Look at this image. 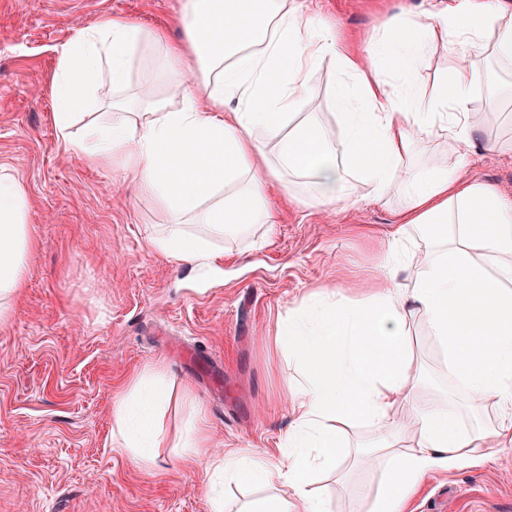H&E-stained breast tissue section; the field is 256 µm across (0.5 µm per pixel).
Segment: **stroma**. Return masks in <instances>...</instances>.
Returning <instances> with one entry per match:
<instances>
[{
	"label": "stroma",
	"instance_id": "1",
	"mask_svg": "<svg viewBox=\"0 0 512 512\" xmlns=\"http://www.w3.org/2000/svg\"><path fill=\"white\" fill-rule=\"evenodd\" d=\"M337 32L377 33L395 6L423 0H307ZM180 0H0V165L30 196L38 246L26 286L0 324V512H210L202 469H183L175 447L201 419L212 453H277L288 427L296 364L273 342L289 304L314 286L349 288L384 259L395 208L370 199L324 208L284 202L239 238L219 241L215 270L152 252L150 234L171 222L167 204L119 168L67 154L54 124L52 79L77 30L118 15L170 40ZM468 177L512 202V99L503 98ZM422 397L453 407L463 391L443 356L413 322ZM164 364L175 396L162 426L166 445L139 469L112 442L114 394ZM381 469L347 461L322 476L334 512H368ZM414 512H512V463L464 464L430 475Z\"/></svg>",
	"mask_w": 512,
	"mask_h": 512
}]
</instances>
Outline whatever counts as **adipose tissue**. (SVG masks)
Masks as SVG:
<instances>
[{
    "mask_svg": "<svg viewBox=\"0 0 512 512\" xmlns=\"http://www.w3.org/2000/svg\"><path fill=\"white\" fill-rule=\"evenodd\" d=\"M178 22L179 42L117 17L79 30L60 52L52 86L64 150L120 167L168 203L174 226L149 237L154 253L217 267L215 237L274 223L265 193L284 170L322 206L353 199L360 185L386 204L402 198L388 254L359 296L310 289L277 325V346L302 373L290 384L291 422L278 454L212 455L199 429L184 442L185 465L258 489L232 505L208 490L211 512H330L315 481L350 455L365 468L385 466L369 512H408L429 475L512 449V266L487 265L512 255V205L465 176V155L443 166L414 162L428 139L473 145L479 65L490 57L512 64V13L484 0L403 9L360 47L302 0H182ZM438 46L448 65L425 93L419 71ZM147 52L166 79L165 97L126 93L134 61ZM326 60L342 78L328 99L336 132L319 113L300 110ZM101 80L112 86V103L93 145L70 127ZM172 98L180 107H169ZM28 208L22 179L0 165V322L37 244ZM408 267L409 282H399ZM415 318L443 351L449 379L465 389L474 421L447 401L419 400ZM171 395L158 366L115 397L116 449L143 469L154 465L163 437L157 412ZM358 425L375 434L372 448L350 445Z\"/></svg>",
    "mask_w": 512,
    "mask_h": 512,
    "instance_id": "obj_1",
    "label": "adipose tissue"
}]
</instances>
